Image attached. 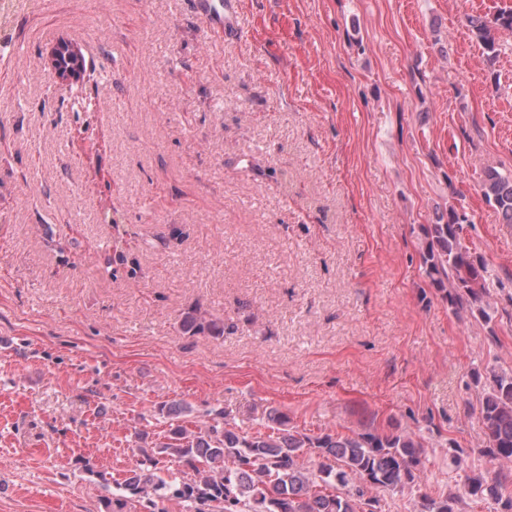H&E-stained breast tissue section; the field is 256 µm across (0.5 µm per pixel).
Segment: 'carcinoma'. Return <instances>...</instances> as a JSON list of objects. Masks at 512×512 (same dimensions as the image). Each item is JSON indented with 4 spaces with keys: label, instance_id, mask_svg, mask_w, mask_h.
<instances>
[{
    "label": "carcinoma",
    "instance_id": "1",
    "mask_svg": "<svg viewBox=\"0 0 512 512\" xmlns=\"http://www.w3.org/2000/svg\"><path fill=\"white\" fill-rule=\"evenodd\" d=\"M467 22L488 57L496 55L497 36L512 31V10L493 16H470ZM483 199L512 224V174L484 172ZM466 212L455 207L436 224L420 225L421 265L430 286L456 312L476 313L490 324V291L485 264L466 241ZM186 332L224 335V324L197 310L182 318ZM479 416L484 429L481 453L497 466L494 473L465 475L455 493L421 496L420 512H459L464 499H492L499 512H512V374H492L482 387ZM266 433L248 435L231 425L222 409H206L184 425L171 426L166 441H149L135 432L139 468L114 480L115 491L104 501L107 512H139L147 503L158 507L168 497L191 503L194 512H365L374 489L393 491L415 482L421 443L413 435L376 430L319 436L288 427V416L265 415ZM320 458L317 469L305 466L304 449ZM170 466L159 467V457Z\"/></svg>",
    "mask_w": 512,
    "mask_h": 512
}]
</instances>
